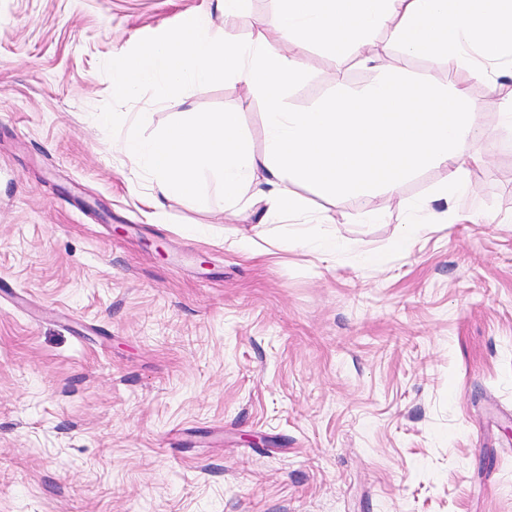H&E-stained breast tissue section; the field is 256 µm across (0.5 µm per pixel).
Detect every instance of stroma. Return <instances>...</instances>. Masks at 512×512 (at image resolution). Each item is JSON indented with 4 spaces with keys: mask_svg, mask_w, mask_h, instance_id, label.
I'll use <instances>...</instances> for the list:
<instances>
[{
    "mask_svg": "<svg viewBox=\"0 0 512 512\" xmlns=\"http://www.w3.org/2000/svg\"><path fill=\"white\" fill-rule=\"evenodd\" d=\"M274 0H0V512H512V132L492 70L464 220L398 247L397 199L310 195L311 221L156 213L119 147L265 106L233 78L114 97L117 54L210 16L247 39ZM392 66L444 85L377 37ZM380 70L311 46L303 112ZM382 218L368 220V212ZM334 248L323 249V240Z\"/></svg>",
    "mask_w": 512,
    "mask_h": 512,
    "instance_id": "obj_1",
    "label": "stroma"
}]
</instances>
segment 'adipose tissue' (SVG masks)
Listing matches in <instances>:
<instances>
[{
    "label": "adipose tissue",
    "mask_w": 512,
    "mask_h": 512,
    "mask_svg": "<svg viewBox=\"0 0 512 512\" xmlns=\"http://www.w3.org/2000/svg\"><path fill=\"white\" fill-rule=\"evenodd\" d=\"M277 2L247 42L220 35L201 16L119 57L110 76L117 98L132 97L147 82L162 98L178 86L224 76L242 81L266 109L270 137L259 154L242 140L238 113L229 111L188 113L148 145L128 135L124 149L155 177L150 205L162 208L171 196L200 200V176L208 172L220 181L225 203L247 197L263 204L264 216L301 219L307 202L294 185L333 198L399 197L405 179L436 166L448 171L445 186L423 201L402 199L409 222L399 243L407 245L418 224L456 219L468 195L466 171L481 162L472 148L480 134L478 106L467 85L487 77L490 67L512 66V49L503 42L512 9L504 0ZM382 29L404 54L447 66V85L389 69L358 96L339 93L304 112L284 110L282 93L300 76L309 45L354 53L378 68L374 36Z\"/></svg>",
    "instance_id": "ef3b65f1"
}]
</instances>
